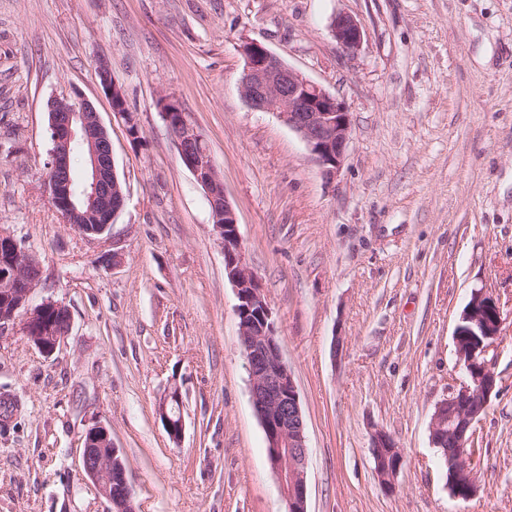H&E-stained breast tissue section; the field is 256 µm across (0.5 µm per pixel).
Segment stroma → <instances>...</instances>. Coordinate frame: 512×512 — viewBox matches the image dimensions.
I'll return each mask as SVG.
<instances>
[{
    "label": "stroma",
    "mask_w": 512,
    "mask_h": 512,
    "mask_svg": "<svg viewBox=\"0 0 512 512\" xmlns=\"http://www.w3.org/2000/svg\"><path fill=\"white\" fill-rule=\"evenodd\" d=\"M364 30L342 52L337 13ZM255 40L343 99L347 157L327 178L298 134L252 110ZM107 60L143 132L130 140L96 72ZM174 96L203 134L274 312L308 445V512H512V0H0V226L38 256L33 303L72 331L43 357L0 335V512H109L80 471L106 425L136 512H286L253 409L203 188L160 116ZM91 101L126 204L102 239L64 224L45 186L48 100ZM120 245V266L98 265ZM505 323L478 425L477 493L453 497L430 440L464 377L454 334L474 291ZM340 352H333L334 340ZM178 385L185 431L155 408ZM404 464L380 485L373 429Z\"/></svg>",
    "instance_id": "1"
}]
</instances>
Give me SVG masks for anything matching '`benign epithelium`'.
I'll list each match as a JSON object with an SVG mask.
<instances>
[{
	"mask_svg": "<svg viewBox=\"0 0 512 512\" xmlns=\"http://www.w3.org/2000/svg\"><path fill=\"white\" fill-rule=\"evenodd\" d=\"M330 32L346 54L357 52L362 45L363 29L350 14H336ZM239 51L244 67L238 88L246 103L255 111L276 114L306 143L323 173L336 177L352 134L346 103L257 41L243 42ZM97 72L114 114L141 136L106 61L98 62ZM160 115L174 135L182 165L207 193L213 228L224 250V275L237 296L235 314L249 367L250 398L265 434L268 460L280 494L287 512H307L305 419L295 381L280 351L273 310L258 275L246 261L236 212L224 193V183L203 136L171 96L161 98ZM48 116L52 148L46 181L50 200L73 231L96 240L114 223L126 201L110 136L94 105L85 99L54 97L48 101ZM78 151L87 159L86 173L80 181L71 174V155ZM41 277L37 255L20 248L14 235L0 228V332L19 325L27 342L48 357L70 334L72 319L62 303H31ZM58 316L67 323L62 332L55 324ZM502 325L498 302L482 290L474 291L454 335L465 379L436 405L430 422L431 442L442 449L444 465L453 473L471 470L473 451L468 446L476 445L481 413L487 410L497 386L495 358ZM181 408L182 392L177 385L169 387L156 405V414L175 443L181 441L185 430ZM370 448L379 483L393 489L403 464L396 441L377 428L371 434ZM80 459L83 474L111 504V512H135L128 468L106 425L96 423L85 429Z\"/></svg>",
	"mask_w": 512,
	"mask_h": 512,
	"instance_id": "obj_1",
	"label": "benign epithelium"
}]
</instances>
